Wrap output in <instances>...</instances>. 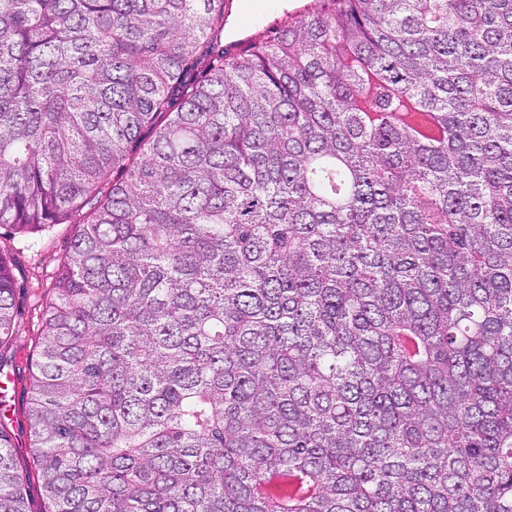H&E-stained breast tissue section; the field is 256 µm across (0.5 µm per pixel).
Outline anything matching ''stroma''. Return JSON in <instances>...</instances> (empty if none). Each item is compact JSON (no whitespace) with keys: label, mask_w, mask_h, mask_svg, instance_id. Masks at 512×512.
I'll return each instance as SVG.
<instances>
[{"label":"stroma","mask_w":512,"mask_h":512,"mask_svg":"<svg viewBox=\"0 0 512 512\" xmlns=\"http://www.w3.org/2000/svg\"><path fill=\"white\" fill-rule=\"evenodd\" d=\"M74 233L75 228L70 224L53 225L32 237L20 235L9 226H0V252L10 259L17 284L14 335L8 344L0 347V366L16 382L0 396L11 407L4 423L12 434L17 458L24 465L33 462L27 393L32 380L31 361L41 329V310L53 296V283Z\"/></svg>","instance_id":"obj_1"}]
</instances>
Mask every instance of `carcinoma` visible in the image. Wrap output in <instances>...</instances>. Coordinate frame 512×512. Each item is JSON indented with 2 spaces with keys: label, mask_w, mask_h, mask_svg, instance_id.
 Masks as SVG:
<instances>
[{
  "label": "carcinoma",
  "mask_w": 512,
  "mask_h": 512,
  "mask_svg": "<svg viewBox=\"0 0 512 512\" xmlns=\"http://www.w3.org/2000/svg\"><path fill=\"white\" fill-rule=\"evenodd\" d=\"M226 7L0 0L45 512H512V0Z\"/></svg>",
  "instance_id": "obj_1"
}]
</instances>
